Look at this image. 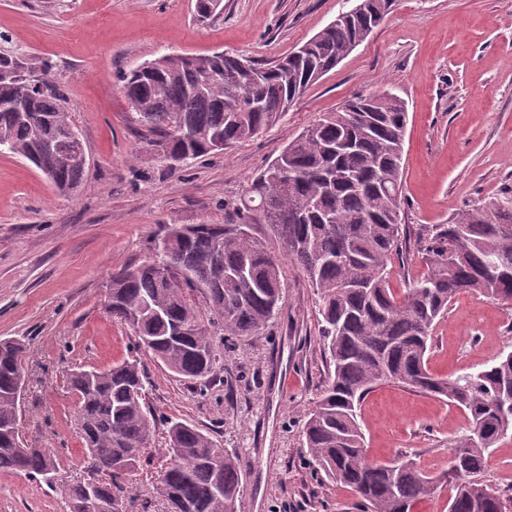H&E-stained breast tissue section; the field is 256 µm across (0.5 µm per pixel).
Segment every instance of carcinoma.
<instances>
[{
	"instance_id": "cac0c4a2",
	"label": "carcinoma",
	"mask_w": 512,
	"mask_h": 512,
	"mask_svg": "<svg viewBox=\"0 0 512 512\" xmlns=\"http://www.w3.org/2000/svg\"><path fill=\"white\" fill-rule=\"evenodd\" d=\"M222 0H196L208 22ZM395 0H365L362 14L327 25L270 67L224 52L164 54L120 76L121 90L160 154L195 159L257 136L289 104L364 42ZM39 85L0 79V100H19L24 115L0 111V148L31 162L64 196L77 192L87 163L72 140L70 110L46 60L30 63ZM408 122L400 97L359 95L310 124L250 183L223 224L174 226L153 264L172 266L165 281L138 265L112 274L108 312L128 326L136 347L191 384L216 372L214 339L259 335L279 314L282 263L298 265L315 288L329 360L321 398L305 415V447L316 471L351 490L359 512H416L449 486L448 512H512V497L482 483L490 448L512 432V350L455 378L428 365L433 331L462 292L512 300V198H492L420 232L428 273L397 292L388 264L402 247L401 169ZM267 225L274 254L249 233ZM206 308L193 303L192 293ZM24 346L0 341V472L44 479L53 456L19 436ZM81 396L85 458L98 462L101 499L125 512V479L147 450L158 419L146 401L141 359L103 371L74 370ZM397 384L464 412L468 432L434 476L405 454L387 462L367 455L358 408L381 385ZM170 457L159 494L167 512H236L238 457L194 425L164 420ZM86 481L61 490L69 512H82Z\"/></svg>"
}]
</instances>
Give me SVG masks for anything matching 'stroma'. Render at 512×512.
Instances as JSON below:
<instances>
[{
    "instance_id": "1",
    "label": "stroma",
    "mask_w": 512,
    "mask_h": 512,
    "mask_svg": "<svg viewBox=\"0 0 512 512\" xmlns=\"http://www.w3.org/2000/svg\"><path fill=\"white\" fill-rule=\"evenodd\" d=\"M208 26L195 0H0V51L47 60L87 148L79 191L0 156V339L26 346L20 397L25 444L57 460V484L83 475L69 370L138 358L131 330L105 310L113 273L155 258L171 225L220 224L224 209L289 142L360 94L388 90L408 109L402 169L404 258L394 290L428 270L417 234L512 188V0H396L362 44L258 136L170 169L121 91L124 71L164 54L216 51L267 64L304 44L356 0H223ZM281 311L261 334L216 337L213 379L193 386L148 363L157 413L209 432L243 463L237 512H354L350 490L322 481L302 441L304 415L327 375L317 295L283 264ZM430 369L475 372L512 346V301L462 293L433 331ZM371 459L404 452L432 474L470 423L464 413L396 385L361 407ZM167 436L129 479V512H162L156 494ZM0 512H65L43 481L0 473Z\"/></svg>"
}]
</instances>
